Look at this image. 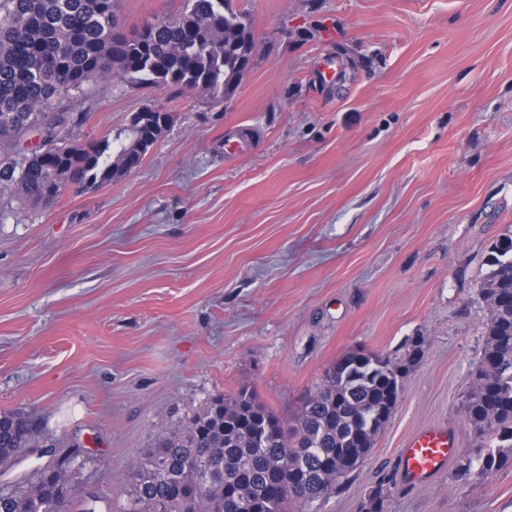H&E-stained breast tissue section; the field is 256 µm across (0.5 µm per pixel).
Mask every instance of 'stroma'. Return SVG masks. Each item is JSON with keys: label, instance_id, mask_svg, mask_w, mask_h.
<instances>
[{"label": "stroma", "instance_id": "stroma-1", "mask_svg": "<svg viewBox=\"0 0 512 512\" xmlns=\"http://www.w3.org/2000/svg\"><path fill=\"white\" fill-rule=\"evenodd\" d=\"M255 49L221 104L104 78L70 138L114 135L148 104L171 124L120 179L45 207L0 196V411L28 415L19 492L69 460L63 512H121L153 435L241 385L285 421L344 354L428 344L362 466L319 512H512V469L453 475L488 312L490 247L512 225V0H232ZM184 0H119L130 28ZM334 78L321 82L325 60ZM246 135L251 149L224 153ZM444 424L456 456L424 484L399 450Z\"/></svg>", "mask_w": 512, "mask_h": 512}]
</instances>
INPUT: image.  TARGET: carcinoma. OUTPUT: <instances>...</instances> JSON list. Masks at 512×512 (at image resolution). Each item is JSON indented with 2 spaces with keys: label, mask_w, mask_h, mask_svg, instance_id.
I'll return each mask as SVG.
<instances>
[{
  "label": "carcinoma",
  "mask_w": 512,
  "mask_h": 512,
  "mask_svg": "<svg viewBox=\"0 0 512 512\" xmlns=\"http://www.w3.org/2000/svg\"><path fill=\"white\" fill-rule=\"evenodd\" d=\"M118 0H0V196L47 205L66 185L105 183L139 167L171 122L170 113L144 106L146 121L130 120L112 139L65 137L91 106L84 86L118 74L132 84L224 102L247 71L255 47L252 24L232 0H185L173 18L121 29ZM31 129L40 141L18 149ZM477 291L486 304L480 361L488 377L471 389L465 417L474 451L463 456L455 481L473 468L487 476L512 468V225L487 258ZM427 340L416 336L399 357L364 349L332 365L303 399L293 424L282 420L247 385L211 399L174 428L158 431L129 467L123 512H183L197 493L199 512H313L339 479L362 466L400 398L402 380L422 359ZM28 417L0 412V465L30 440ZM71 467H54L20 494H0V512H61L74 491ZM358 512H386L379 484Z\"/></svg>",
  "instance_id": "carcinoma-1"
}]
</instances>
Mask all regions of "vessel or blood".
<instances>
[{
	"label": "vessel or blood",
	"instance_id": "1",
	"mask_svg": "<svg viewBox=\"0 0 512 512\" xmlns=\"http://www.w3.org/2000/svg\"><path fill=\"white\" fill-rule=\"evenodd\" d=\"M458 440L443 427H428L411 435L400 450L402 471L412 482H424L455 454Z\"/></svg>",
	"mask_w": 512,
	"mask_h": 512
}]
</instances>
